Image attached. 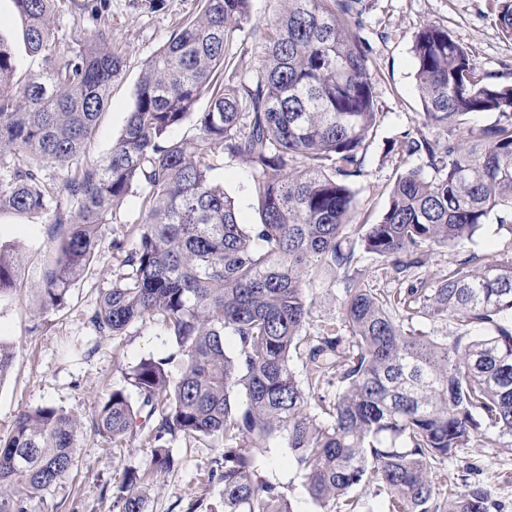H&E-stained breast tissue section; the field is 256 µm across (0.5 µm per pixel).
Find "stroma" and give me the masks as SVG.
<instances>
[{
	"instance_id": "stroma-1",
	"label": "stroma",
	"mask_w": 512,
	"mask_h": 512,
	"mask_svg": "<svg viewBox=\"0 0 512 512\" xmlns=\"http://www.w3.org/2000/svg\"><path fill=\"white\" fill-rule=\"evenodd\" d=\"M197 3L166 0L164 9L154 11L149 0H107L102 21L112 29V46L121 52L124 66L97 123L87 159L100 160L110 153L125 124L144 60L164 42L174 20L192 13ZM286 5V0H250V21L229 49L233 69L250 72L258 66L268 28ZM427 23L446 28L472 55L487 81L512 83V40L501 35L494 0H371L364 36L370 45L380 114L366 143L364 174L354 182L356 223H376L385 212L397 175L396 158L387 145L418 127L421 105L412 46L415 34ZM22 27L13 0H0V38L14 46L20 73L39 71L42 61L26 53ZM212 177L234 199L240 223H257L249 169L239 160L224 157L217 160ZM140 205V199L131 196L119 205L115 218L100 228L101 244L84 277L70 288L62 306L48 310L42 307L38 280L54 244L52 225L43 216L0 215V239L18 243L27 256L15 291L0 298V338L17 351L10 374L0 382V436L10 433L19 411L41 406L64 410L90 423L102 398L123 386L129 366L174 352V344L159 324L134 325L114 340L99 335L89 321L101 293L111 288L121 267L122 250L114 249V242H123L125 248L134 244L125 231L138 216ZM470 250L497 261L512 259V229L491 220L464 248L426 249L423 271L429 279H438L449 261L463 258ZM173 451L181 466L160 473L151 465L149 448L140 441L118 446L108 437L85 431L69 475L35 498L29 512H118L112 487L129 469L143 476L144 512H186L198 498L203 501L198 512H222L223 487L208 479L220 447L209 440H181ZM465 460L473 463V470L462 469ZM259 474L279 486L293 512H336L334 505L318 504L309 496L304 473L286 439L270 442ZM477 481L495 487L500 512H512V455L495 448H463L457 460L439 465L435 500L444 502L449 490L461 492Z\"/></svg>"
}]
</instances>
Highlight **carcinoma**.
Segmentation results:
<instances>
[{
    "instance_id": "cac0c4a2",
    "label": "carcinoma",
    "mask_w": 512,
    "mask_h": 512,
    "mask_svg": "<svg viewBox=\"0 0 512 512\" xmlns=\"http://www.w3.org/2000/svg\"><path fill=\"white\" fill-rule=\"evenodd\" d=\"M24 44L44 67L20 74L0 39V213L48 217L62 230L40 276L43 307L65 303L100 247L99 227L125 198L141 200L135 246L101 293L91 323L123 336L159 322L175 342L164 358L128 368L93 417L112 442L140 438L159 471L181 461L180 439H211L224 451L209 479L224 486V512H292L258 475L271 440H287L311 497L354 512L349 492L378 486L387 512H439L433 473L460 448L512 455V260L471 251L433 281L423 249H453L495 216L512 224V85L489 84L443 27L415 35L417 136L390 143L400 164L420 156L432 175L408 168L382 219L355 218L354 180L379 115L368 43L370 0H287L266 37L256 73L221 75L244 32L250 0H199L145 61L124 128L103 160L84 158L123 56L97 23L71 43L56 38L60 0H13ZM499 29L512 39V0ZM204 111H197L201 98ZM491 113L493 122L473 117ZM191 122L195 134L175 139ZM228 156L252 171L259 223H239L213 181ZM64 175L57 185L49 169ZM363 252L390 265L407 287L379 291L356 267ZM21 248L0 243V297L14 290ZM341 285V324L307 325L325 275ZM448 320L456 336H427L415 320ZM236 351L226 352V335ZM304 360L305 381L290 362ZM0 339V382L13 367ZM176 363L173 379L167 366ZM333 397H309L333 381ZM242 387L244 403L231 395ZM84 427L54 407L19 412L0 438V512L29 504L71 470ZM139 475L112 492L120 512H143ZM445 512H499L492 485L448 493Z\"/></svg>"
}]
</instances>
